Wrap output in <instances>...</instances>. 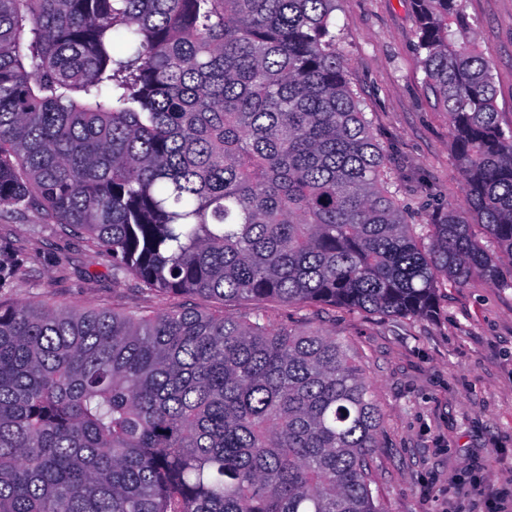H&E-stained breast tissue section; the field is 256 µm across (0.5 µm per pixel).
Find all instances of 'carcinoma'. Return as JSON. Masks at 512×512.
<instances>
[{
  "label": "carcinoma",
  "mask_w": 512,
  "mask_h": 512,
  "mask_svg": "<svg viewBox=\"0 0 512 512\" xmlns=\"http://www.w3.org/2000/svg\"><path fill=\"white\" fill-rule=\"evenodd\" d=\"M334 2L0 0V208L164 294L402 320L512 288V130L463 0H413L468 202L425 224ZM383 422L346 343L265 309L0 304V512H380Z\"/></svg>",
  "instance_id": "obj_1"
}]
</instances>
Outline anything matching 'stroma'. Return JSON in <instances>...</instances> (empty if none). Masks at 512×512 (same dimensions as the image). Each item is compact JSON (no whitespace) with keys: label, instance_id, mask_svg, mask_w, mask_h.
<instances>
[{"label":"stroma","instance_id":"35a3bbf8","mask_svg":"<svg viewBox=\"0 0 512 512\" xmlns=\"http://www.w3.org/2000/svg\"><path fill=\"white\" fill-rule=\"evenodd\" d=\"M489 59L498 120L512 129V0H465ZM340 51L399 197L422 224L465 208L448 118L424 81L412 0H336ZM90 309L182 307L228 315L238 303L149 292L113 280L85 237L41 210L0 209V302ZM271 312L336 334L357 354L385 414L373 450L381 512H512V288L481 280L439 290L433 317L384 320L330 307Z\"/></svg>","mask_w":512,"mask_h":512}]
</instances>
